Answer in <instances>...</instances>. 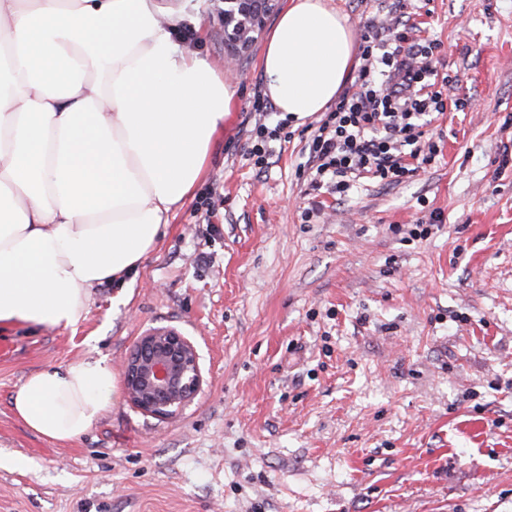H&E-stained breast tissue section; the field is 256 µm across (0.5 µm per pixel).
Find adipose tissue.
<instances>
[{
    "mask_svg": "<svg viewBox=\"0 0 512 512\" xmlns=\"http://www.w3.org/2000/svg\"><path fill=\"white\" fill-rule=\"evenodd\" d=\"M180 20L159 0H0V325L74 328L91 288L135 276L196 188L234 90L175 41ZM355 53L324 0H289L266 40V91L304 120ZM114 397L100 357L31 373L11 406L66 443Z\"/></svg>",
    "mask_w": 512,
    "mask_h": 512,
    "instance_id": "1",
    "label": "adipose tissue"
}]
</instances>
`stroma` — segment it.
<instances>
[{"label":"stroma","instance_id":"1","mask_svg":"<svg viewBox=\"0 0 512 512\" xmlns=\"http://www.w3.org/2000/svg\"><path fill=\"white\" fill-rule=\"evenodd\" d=\"M325 2L355 35L403 14L439 42L430 66L463 107L427 126L435 161L336 199L303 170L312 116L257 168L264 39L235 55L213 0H163L236 103L133 281L94 288L76 328L0 329V454L21 461L0 467V512H512V0ZM156 326L200 354L178 417L122 395L58 443L13 414L32 372L120 365Z\"/></svg>","mask_w":512,"mask_h":512}]
</instances>
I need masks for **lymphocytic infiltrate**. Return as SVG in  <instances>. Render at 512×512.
Listing matches in <instances>:
<instances>
[{
	"label": "lymphocytic infiltrate",
	"mask_w": 512,
	"mask_h": 512,
	"mask_svg": "<svg viewBox=\"0 0 512 512\" xmlns=\"http://www.w3.org/2000/svg\"><path fill=\"white\" fill-rule=\"evenodd\" d=\"M436 49L431 41H410L400 17L387 31L363 34L359 78L326 113L309 145L315 187L344 198L355 179L396 184L411 176L416 163L434 161L435 143L422 138L445 100L442 91L426 90L430 72L421 61Z\"/></svg>",
	"instance_id": "obj_1"
}]
</instances>
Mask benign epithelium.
<instances>
[{
	"label": "benign epithelium",
	"instance_id": "7a95c632",
	"mask_svg": "<svg viewBox=\"0 0 512 512\" xmlns=\"http://www.w3.org/2000/svg\"><path fill=\"white\" fill-rule=\"evenodd\" d=\"M278 6L279 0H217L225 40L235 52H248L265 20ZM122 370L130 403L159 419L180 415L203 385L196 346L171 327L143 331L125 358Z\"/></svg>",
	"mask_w": 512,
	"mask_h": 512
}]
</instances>
